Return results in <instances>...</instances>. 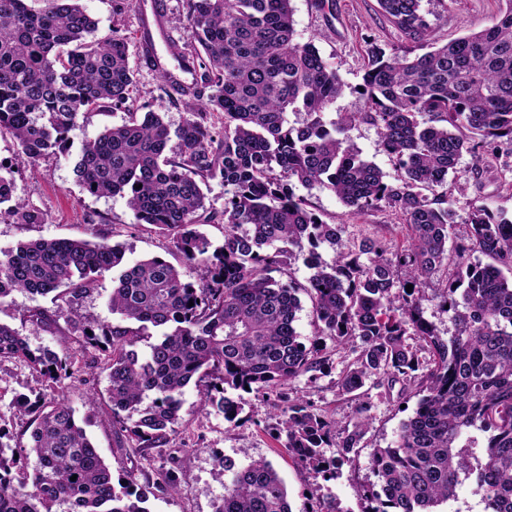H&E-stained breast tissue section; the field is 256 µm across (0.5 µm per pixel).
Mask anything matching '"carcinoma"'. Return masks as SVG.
<instances>
[{"mask_svg": "<svg viewBox=\"0 0 512 512\" xmlns=\"http://www.w3.org/2000/svg\"><path fill=\"white\" fill-rule=\"evenodd\" d=\"M43 2L36 10L29 0H0V133L12 135L20 159L35 162L68 149L80 116L130 109L122 124L82 143L74 175L91 196L126 197L134 223L155 226L185 263L130 262L123 245L84 238L20 242L0 249V306L18 291L72 302L112 274L108 306L120 322L76 314L71 325L85 344L111 349L112 413L142 448L175 432L195 376L219 373L205 400L236 425L242 407L228 391L266 390L281 400L296 378L331 370L321 337L337 348L350 343L339 393L385 376L418 397L394 446L371 453L376 481L359 489L362 512H437L469 480L484 512H512V219L474 205L464 242L448 247L456 224L448 176L463 154L512 155V0L490 25L442 45L421 0H379L427 51L372 52L361 91L367 111L329 122L343 83L313 44L295 40L291 0H185L189 35L172 56L192 80L180 88L187 107L175 129L134 107L120 28L97 39L80 0ZM291 112L306 122L290 125ZM358 119L379 130L401 170L397 182L340 138ZM211 179L224 183L221 212L206 206ZM299 185L325 188L355 212L399 210L408 245L392 260L385 243L365 237L322 262L318 248L336 246L343 226L308 210ZM2 206L24 224L41 221L13 202L12 180L0 174ZM198 224L224 225V243L213 245ZM305 247L307 286L270 276ZM472 252L491 262L468 261ZM448 265L442 305L455 334L445 340L424 317L419 285ZM301 290L319 327L308 345L296 328ZM151 327L161 336L141 357L132 346ZM14 360L51 385L71 374L69 354L33 351L0 322V363ZM16 402L28 440L4 443L10 432L0 425V512H147L131 481H113L65 399L38 393ZM287 402L279 435L288 452L334 478L339 458L367 433L370 406L341 427L300 397ZM332 443L337 458L321 452ZM220 466L233 477L215 512H291L270 461L222 458Z\"/></svg>", "mask_w": 512, "mask_h": 512, "instance_id": "obj_1", "label": "carcinoma"}]
</instances>
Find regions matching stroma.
Returning <instances> with one entry per match:
<instances>
[{"instance_id": "1", "label": "stroma", "mask_w": 512, "mask_h": 512, "mask_svg": "<svg viewBox=\"0 0 512 512\" xmlns=\"http://www.w3.org/2000/svg\"><path fill=\"white\" fill-rule=\"evenodd\" d=\"M138 2L83 0V6L98 23L97 37H106L116 27L122 29L128 39L139 105L162 113L175 127L183 119L185 105L160 91L157 73L139 58ZM291 6L296 40L314 44L344 85L342 95L327 109L329 117L364 111L360 87L373 50L413 55L421 51L387 19L378 0H292ZM422 7L433 23L435 39L445 43L489 25L505 4L503 0H422ZM343 135L363 159L384 172L387 181L399 179L401 172L384 151L375 126L358 121L346 127ZM73 164V155L67 153L48 155L33 163L20 161L12 136L0 135V170L11 176L15 198L43 218L39 224H23L0 215V249L39 238L82 237L122 244L132 262L161 256L181 264L179 253L155 226L134 223L125 198H97L83 192L76 182ZM459 168L461 181L448 184L457 232H464L468 214L476 203L487 204L493 211L512 217L511 168L493 156L478 159L469 154L463 155ZM297 193L305 198L309 210L324 221L343 225L345 244L364 237L383 239L392 248L407 243L402 217L397 212L386 209L354 213L333 193L319 187H301ZM445 283L446 273L442 270L423 281L421 304L437 334L447 338L453 335L454 324L440 306ZM111 290L112 281L106 277L70 304L48 296L18 293L8 306L0 309V321L26 336L31 349L69 352L75 356L72 377L52 388L26 363L0 364V423L6 424L14 441H22L26 422L14 404L16 396L40 392L50 399L60 395L74 409L113 473H130L136 487L146 490L148 512H214L229 480L218 464L222 457L239 465L258 458L272 462L287 486L292 512H317L320 502L329 497L335 498L339 512H362L364 503L357 489L373 479L369 466L371 451L389 446L400 423L416 407L415 397L402 382H384L369 388L366 400L371 406V424L362 440L363 447L358 455L340 460L335 478L329 481L315 475L284 448L278 438L282 416L273 410L263 393L243 394L244 422L234 427L205 404L201 386H187L175 433L145 453L122 432L120 422L112 414L107 392L108 352L85 346L70 325L75 312L91 321H111ZM36 312L47 313V320L32 324L30 317ZM290 392L310 400L331 419L346 423L355 418L358 402L352 396L338 393L335 374L320 376L313 382L298 377L291 383ZM163 472L176 477V492L157 488L156 482Z\"/></svg>"}]
</instances>
